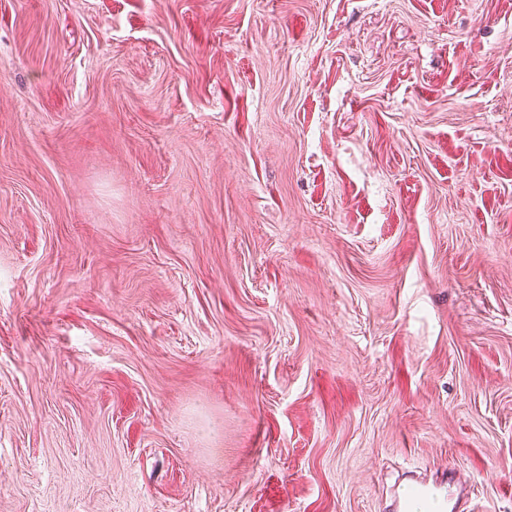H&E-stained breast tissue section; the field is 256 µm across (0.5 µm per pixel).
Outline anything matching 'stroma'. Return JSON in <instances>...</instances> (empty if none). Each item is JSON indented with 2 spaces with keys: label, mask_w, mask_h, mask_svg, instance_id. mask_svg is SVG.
Wrapping results in <instances>:
<instances>
[{
  "label": "stroma",
  "mask_w": 512,
  "mask_h": 512,
  "mask_svg": "<svg viewBox=\"0 0 512 512\" xmlns=\"http://www.w3.org/2000/svg\"><path fill=\"white\" fill-rule=\"evenodd\" d=\"M512 512V0H0V512ZM460 480V470L448 474V482L429 485L416 483L396 493L395 512H464L460 500L466 491Z\"/></svg>",
  "instance_id": "35a3bbf8"
}]
</instances>
